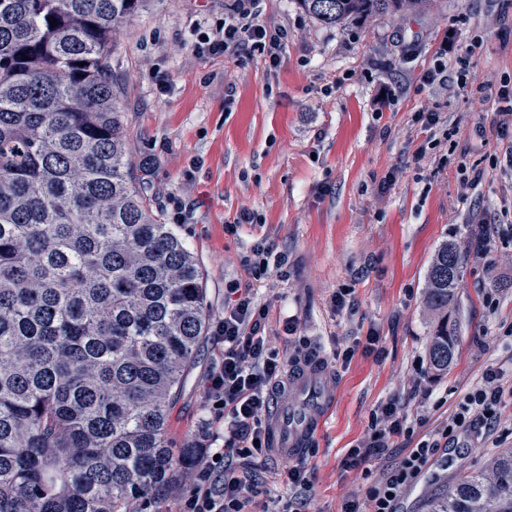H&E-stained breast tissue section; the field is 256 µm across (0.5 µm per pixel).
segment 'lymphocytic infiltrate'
Returning a JSON list of instances; mask_svg holds the SVG:
<instances>
[{
  "label": "lymphocytic infiltrate",
  "mask_w": 512,
  "mask_h": 512,
  "mask_svg": "<svg viewBox=\"0 0 512 512\" xmlns=\"http://www.w3.org/2000/svg\"><path fill=\"white\" fill-rule=\"evenodd\" d=\"M253 3L235 0L232 14L225 17L208 50L241 58L260 51L266 53L270 66H280L288 30L256 20ZM267 318L266 306L252 289L234 288L212 326L218 352L207 378L206 397L212 424L224 429V445L201 449L191 487L178 500L176 512H252L263 485L253 461L271 452L266 417L272 396L283 387L288 372L285 358L268 345ZM501 377L500 371H487L482 384L462 396L439 438L415 440L392 472L368 488L365 499L346 498L342 512H396L402 491L428 466L442 439L460 430L482 437L496 433L504 395ZM401 438L414 439L413 432L399 402L391 400L373 415L367 439L349 449L346 467H359Z\"/></svg>",
  "instance_id": "obj_1"
}]
</instances>
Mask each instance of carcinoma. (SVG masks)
<instances>
[{
	"mask_svg": "<svg viewBox=\"0 0 512 512\" xmlns=\"http://www.w3.org/2000/svg\"><path fill=\"white\" fill-rule=\"evenodd\" d=\"M150 2L0 0V512H131L199 453L166 426L208 330L204 273L136 184L111 78L114 37ZM298 3L344 27L435 0ZM462 268L445 242L427 273L437 372ZM426 512H512V449Z\"/></svg>",
	"mask_w": 512,
	"mask_h": 512,
	"instance_id": "1",
	"label": "carcinoma"
}]
</instances>
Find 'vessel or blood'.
Here are the masks:
<instances>
[{
  "instance_id": "1",
  "label": "vessel or blood",
  "mask_w": 512,
  "mask_h": 512,
  "mask_svg": "<svg viewBox=\"0 0 512 512\" xmlns=\"http://www.w3.org/2000/svg\"><path fill=\"white\" fill-rule=\"evenodd\" d=\"M286 389L310 397L311 404L302 410L277 404L269 442L283 457L298 455L313 432L322 427L336 395V374L325 357L317 355L290 369Z\"/></svg>"
}]
</instances>
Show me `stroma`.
Masks as SVG:
<instances>
[{
    "instance_id": "obj_1",
    "label": "stroma",
    "mask_w": 512,
    "mask_h": 512,
    "mask_svg": "<svg viewBox=\"0 0 512 512\" xmlns=\"http://www.w3.org/2000/svg\"><path fill=\"white\" fill-rule=\"evenodd\" d=\"M234 0H154L112 44L137 181L164 223L197 255L211 318L232 288H252L269 309L271 347L293 357L300 337L326 357L377 334V351L357 349L336 371V402L310 449L297 456L311 476L309 512H341L409 452V442L347 468L373 412L395 399L414 439L437 434L487 370L512 385V104L474 106L455 73L426 85L445 45L466 51L478 83H512V0H440L404 18L341 28L320 25L296 0H256L259 20L286 26L278 68L264 56L212 54ZM438 112L449 139L432 143L417 113ZM481 170L464 183L460 164ZM257 221L225 232L240 212ZM497 225L490 252L476 254L482 225ZM287 252L285 273L254 279L243 265L260 239ZM460 246L463 277L448 310L459 343L448 372L429 367L435 318L426 274L444 241ZM349 289L350 310L331 306ZM296 317V334L284 329ZM217 348L204 336L170 411L175 445L203 444L216 427L206 377ZM501 439L459 431L397 502L426 512L428 498L466 471L483 470L512 447V399L500 406Z\"/></svg>"
}]
</instances>
